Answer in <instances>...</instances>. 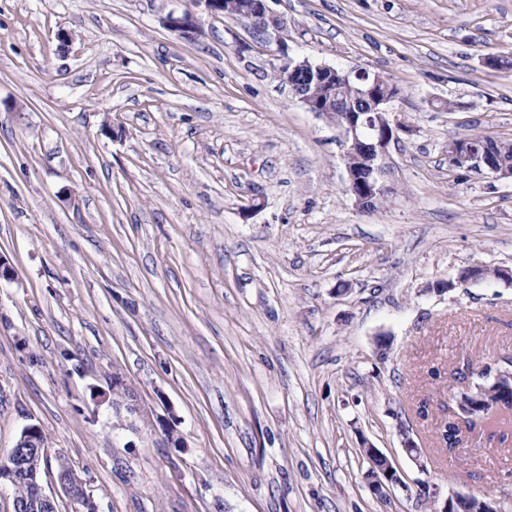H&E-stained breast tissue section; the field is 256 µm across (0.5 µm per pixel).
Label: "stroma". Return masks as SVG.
I'll return each instance as SVG.
<instances>
[{"label":"stroma","instance_id":"1","mask_svg":"<svg viewBox=\"0 0 512 512\" xmlns=\"http://www.w3.org/2000/svg\"><path fill=\"white\" fill-rule=\"evenodd\" d=\"M269 6L287 54L400 88L377 210L246 21L186 38L163 20L191 0H0V455L39 425L99 512H435L424 482L512 512V448L439 436L460 361L512 356V288L433 290L512 267V179L448 170L449 140L512 139V71L485 64L512 59V0ZM489 274L493 275L497 279L502 280L504 283L512 286V268L504 269V268L495 267L493 269H490V268H484V267H471V268H467V269H464L463 271H461L456 283H451V282H449V280H448V282L447 281L438 282L436 284L435 288H433V289L438 293H443L445 291L453 289V287L454 288H456L458 286L463 287V286L467 285L469 282H475L480 279H483L484 277H486ZM448 284L450 285L451 288H448ZM364 452L370 462V467L365 472L368 477L366 483L373 495L387 499L395 488H403L404 483L387 456L371 446L365 447ZM381 458L385 459V464L378 466L376 462Z\"/></svg>","mask_w":512,"mask_h":512}]
</instances>
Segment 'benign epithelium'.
<instances>
[{"label": "benign epithelium", "instance_id": "benign-epithelium-1", "mask_svg": "<svg viewBox=\"0 0 512 512\" xmlns=\"http://www.w3.org/2000/svg\"><path fill=\"white\" fill-rule=\"evenodd\" d=\"M195 9L180 16L170 15L166 25L182 36L201 32L200 15L231 16L245 19L259 30L266 42L275 43L283 56L280 69L282 81L288 84L292 94L310 112L325 118L339 129L340 145L346 169L345 189L354 205L361 211L377 207L380 199L392 192L388 174L392 162L390 147L398 134L409 132L404 115L395 110L394 102L399 95L380 87V77L366 70H339L307 57L288 55V47L282 37L284 23L267 4V0H193ZM353 82L359 95L372 105L370 112H333L336 105V88ZM448 169L452 171H481L496 179H512V167L504 165L493 149L491 139L448 141ZM492 275L512 286V268H467L458 276L456 283L442 281L435 291L443 293L450 287L465 286ZM13 462L0 468V485L12 488L25 486L28 492L15 495L11 512H58V498L45 491L41 465L48 459L47 439L36 424H29L21 431L16 445L10 450ZM365 455L370 467L365 472L366 483L373 495L386 499L397 488L406 485L399 477L390 460L377 465L384 459L378 449L368 446ZM55 482L61 494L81 505L83 512H98V505L87 489L86 480L70 462L57 459Z\"/></svg>", "mask_w": 512, "mask_h": 512}]
</instances>
